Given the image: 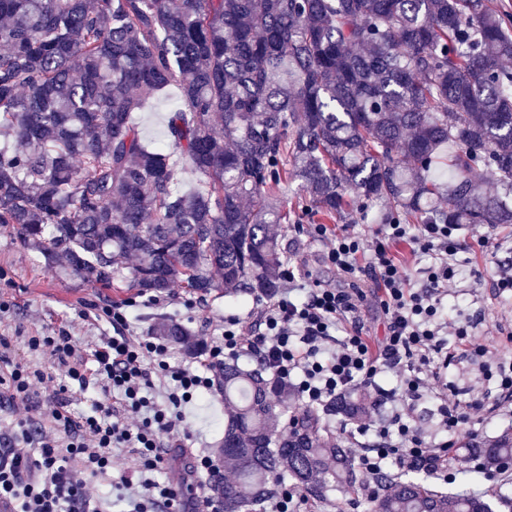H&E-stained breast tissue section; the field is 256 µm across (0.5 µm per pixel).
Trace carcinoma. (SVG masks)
<instances>
[{"label":"carcinoma","instance_id":"carcinoma-1","mask_svg":"<svg viewBox=\"0 0 512 512\" xmlns=\"http://www.w3.org/2000/svg\"><path fill=\"white\" fill-rule=\"evenodd\" d=\"M1 46L0 132L21 149L0 151V224L89 284L270 297L288 265L275 201L295 181L321 224L381 203L389 224L512 226V13L494 0H0ZM172 85L184 108L151 147L131 112ZM187 170L206 192L180 190ZM217 387L221 512H262L288 481L317 500L356 485L351 449L263 366L226 362ZM455 458L490 472L512 434ZM503 509L388 474L373 503Z\"/></svg>","mask_w":512,"mask_h":512}]
</instances>
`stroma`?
<instances>
[{"instance_id": "35a3bbf8", "label": "stroma", "mask_w": 512, "mask_h": 512, "mask_svg": "<svg viewBox=\"0 0 512 512\" xmlns=\"http://www.w3.org/2000/svg\"><path fill=\"white\" fill-rule=\"evenodd\" d=\"M181 103L179 89L169 87L144 109L134 112L133 120L149 142L161 141L170 111ZM282 206L290 221L278 225L277 231L288 245L290 262L312 280L335 282V271L322 261V243L309 238L300 228L304 217L298 207L296 186H289L283 194ZM456 237L460 251L457 275L448 285V314L451 319L471 322L470 341L483 348L485 354L450 365L448 384L463 393L465 400L480 401L494 393V381L487 378V368L512 359V342L503 332L505 313L512 309V293L496 287L501 274L512 275V251L490 245L494 239L512 240V227L460 229ZM0 301L11 305L9 312L0 313V336L16 339L10 360L36 365L46 374L35 385L40 406L34 413L36 422L45 427L50 424V411L55 404H63L72 417L78 418L94 414L106 396L94 384L82 392L68 389L64 367L32 354L25 337L51 336L63 328L74 336L81 349L92 350L101 337L112 333L111 324L100 316L102 307L108 305L127 306L133 332L141 333L160 321L173 319L186 326L197 341L215 340L222 332L225 316L247 321L256 317L255 297L231 304L217 293L198 297L179 282L162 295L91 286L66 272L63 261L46 265L8 224H0ZM184 429L189 434L187 447L213 451L224 429L222 397L215 392L205 395L202 409L187 420Z\"/></svg>"}]
</instances>
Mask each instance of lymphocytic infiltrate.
<instances>
[{"instance_id":"f902f5d3","label":"lymphocytic infiltrate","mask_w":512,"mask_h":512,"mask_svg":"<svg viewBox=\"0 0 512 512\" xmlns=\"http://www.w3.org/2000/svg\"><path fill=\"white\" fill-rule=\"evenodd\" d=\"M450 224H386L372 239L324 224L309 227L323 243V259L338 285L311 282L295 266L284 270L288 283L272 300L258 301L257 323L249 327L235 316L224 328L200 368L172 364L170 341L154 332L132 335L121 308L103 307L113 329L92 351L85 365L81 349L67 330L54 336H32L30 351L49 356L65 367L79 390L100 383L109 397L99 414L76 420L62 407L50 411V429L34 428L31 412L36 382L45 374L13 364L6 379L8 400L19 413L16 428L0 447V502L14 512H167L176 497V481L163 477L168 451L183 445L181 428L189 405L210 391L224 360L248 355L261 361L274 377L291 383L306 407L326 406L357 385L374 388L389 404L388 418L365 416L353 430L360 443L354 460L366 481L377 480L385 464L410 468L421 461L436 464L445 481L459 430L479 434L473 403L452 398L444 368L469 357L468 323L448 321L444 314L448 284L458 253ZM404 242L412 255L429 256L428 266L409 269L392 252ZM375 286L374 297L384 333H369L362 319L367 297L363 280ZM456 346H449V337ZM395 378L392 389L377 379ZM431 396L438 431L428 434L413 424L410 412ZM124 450L134 468L113 480L116 499L95 498L92 479L111 473L112 454Z\"/></svg>"}]
</instances>
